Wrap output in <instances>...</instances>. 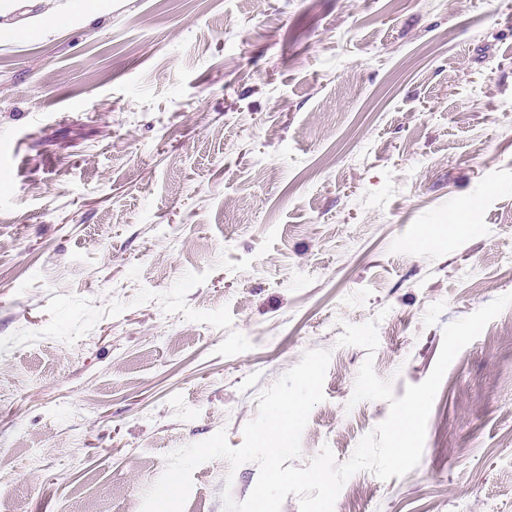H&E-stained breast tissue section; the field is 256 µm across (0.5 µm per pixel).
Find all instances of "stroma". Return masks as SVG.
Listing matches in <instances>:
<instances>
[{
    "mask_svg": "<svg viewBox=\"0 0 512 512\" xmlns=\"http://www.w3.org/2000/svg\"><path fill=\"white\" fill-rule=\"evenodd\" d=\"M456 230H449V223ZM512 0H0V512H141L311 349L347 461L444 326L512 293ZM376 323L374 354L337 340ZM512 305L418 466L334 512H512ZM258 477L198 466L184 512Z\"/></svg>",
    "mask_w": 512,
    "mask_h": 512,
    "instance_id": "35a3bbf8",
    "label": "stroma"
}]
</instances>
